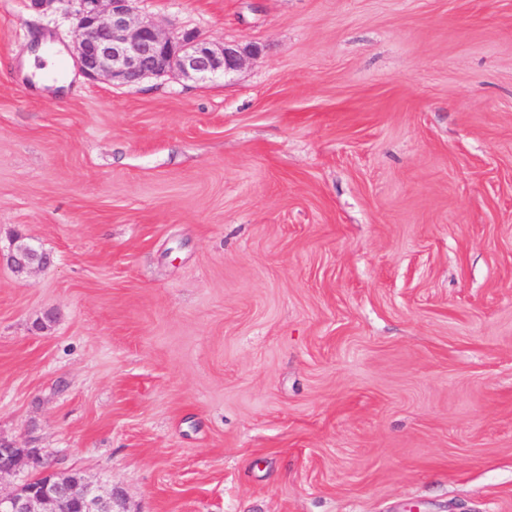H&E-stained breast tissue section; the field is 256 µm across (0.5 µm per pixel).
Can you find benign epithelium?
Returning a JSON list of instances; mask_svg holds the SVG:
<instances>
[{
  "label": "benign epithelium",
  "mask_w": 512,
  "mask_h": 512,
  "mask_svg": "<svg viewBox=\"0 0 512 512\" xmlns=\"http://www.w3.org/2000/svg\"><path fill=\"white\" fill-rule=\"evenodd\" d=\"M76 20L74 58L90 79L132 85L148 76L178 74L201 81L226 75L243 64L242 53L212 45L193 32L167 31L137 20L131 0H66ZM35 476L9 491L0 490V512H114L112 490L79 475L52 470L37 448L0 438V478L22 470Z\"/></svg>",
  "instance_id": "7a95c632"
}]
</instances>
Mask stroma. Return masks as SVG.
Instances as JSON below:
<instances>
[{"instance_id":"35a3bbf8","label":"stroma","mask_w":512,"mask_h":512,"mask_svg":"<svg viewBox=\"0 0 512 512\" xmlns=\"http://www.w3.org/2000/svg\"><path fill=\"white\" fill-rule=\"evenodd\" d=\"M134 8L242 66L0 0V438L116 512H512V0ZM64 2L72 6L76 20V66L90 79L132 85L148 76L178 74L205 81L243 64L242 53L234 47L138 21L131 0Z\"/></svg>"}]
</instances>
